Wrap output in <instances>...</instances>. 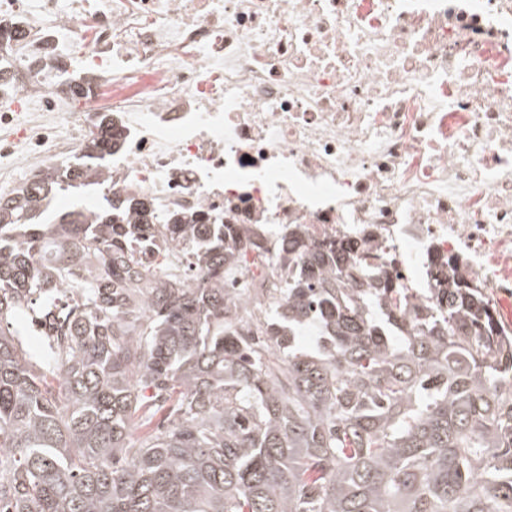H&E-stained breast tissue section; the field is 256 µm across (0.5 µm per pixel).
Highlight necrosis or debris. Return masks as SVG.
Returning <instances> with one entry per match:
<instances>
[{
    "label": "necrosis or debris",
    "instance_id": "4bbe7bcc",
    "mask_svg": "<svg viewBox=\"0 0 512 512\" xmlns=\"http://www.w3.org/2000/svg\"><path fill=\"white\" fill-rule=\"evenodd\" d=\"M37 2L0 0L26 34L0 43V158L46 170L111 120L88 212L113 192L263 240L224 277L244 319L293 224L373 246L409 288L452 257L512 294V0Z\"/></svg>",
    "mask_w": 512,
    "mask_h": 512
}]
</instances>
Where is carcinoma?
Returning <instances> with one entry per match:
<instances>
[{
    "label": "carcinoma",
    "mask_w": 512,
    "mask_h": 512,
    "mask_svg": "<svg viewBox=\"0 0 512 512\" xmlns=\"http://www.w3.org/2000/svg\"><path fill=\"white\" fill-rule=\"evenodd\" d=\"M117 141L102 122L84 151ZM97 175L0 194V512H512V329L455 260L408 288L296 224L244 325L236 225H161L182 280L130 245L145 200L39 220ZM158 248H154V250H147V254L143 257V259H147V261H152L158 264L162 262L163 264L172 259L175 264V272L179 276L183 273V270L188 272V268L191 267V254L188 252L187 247L184 244L176 245V244H165L162 240H157ZM159 251L161 252L158 255ZM166 254V256H165ZM181 265V266H180ZM183 268V269H182Z\"/></svg>",
    "instance_id": "cac0c4a2"
}]
</instances>
